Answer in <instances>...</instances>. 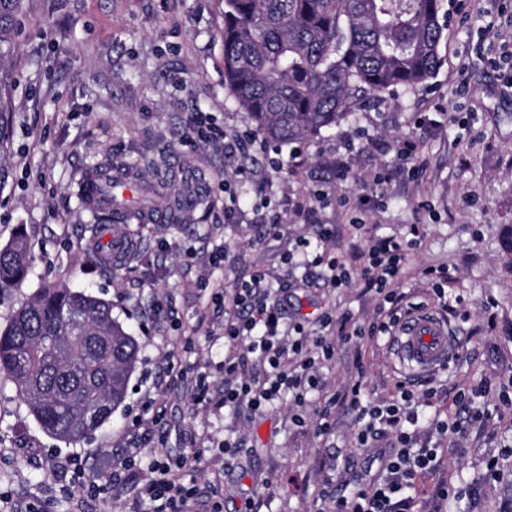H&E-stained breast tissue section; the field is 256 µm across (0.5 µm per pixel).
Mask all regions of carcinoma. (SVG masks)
I'll return each instance as SVG.
<instances>
[{"label":"carcinoma","mask_w":512,"mask_h":512,"mask_svg":"<svg viewBox=\"0 0 512 512\" xmlns=\"http://www.w3.org/2000/svg\"><path fill=\"white\" fill-rule=\"evenodd\" d=\"M443 0H224V77L271 142L304 141L370 98L432 78L447 40ZM23 0H0V59ZM94 195L112 178L94 167ZM21 240L0 248V299L27 278ZM140 346L112 303L48 286L0 330V375L49 436L82 442L123 407Z\"/></svg>","instance_id":"obj_1"}]
</instances>
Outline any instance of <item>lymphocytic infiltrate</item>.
I'll return each instance as SVG.
<instances>
[{
    "label": "lymphocytic infiltrate",
    "instance_id": "f902f5d3",
    "mask_svg": "<svg viewBox=\"0 0 512 512\" xmlns=\"http://www.w3.org/2000/svg\"><path fill=\"white\" fill-rule=\"evenodd\" d=\"M409 240L397 237H374L370 240L367 260L361 271L348 268L340 256L327 252L315 255L311 263L325 266L333 287H349L355 274H362L371 288L382 296L389 309L383 320L373 322L363 335L374 338L386 334L399 319L401 297L393 284L405 262ZM279 291L266 283L262 275L235 285L231 296L220 297L229 308L224 320V342L231 354L224 359V404L233 408L248 403L262 410L291 394L296 404H303L307 393L316 389L313 373L317 355H330L332 344L326 336L310 337L303 325H285L281 308L274 298ZM247 349L259 353L266 369L262 377L252 378L241 371L234 351ZM331 406L349 407L370 423L381 422L396 434L395 452L386 459L384 479L356 487L334 501L335 512H404L405 494L415 480L432 468L437 457L433 448H414L411 426L420 421V400L406 383H399L397 396L388 402L368 399L362 382L356 381L342 393L333 395ZM191 460L169 462L156 459L155 475L141 480L139 494L147 504L145 512H186L194 491L183 482Z\"/></svg>",
    "mask_w": 512,
    "mask_h": 512
}]
</instances>
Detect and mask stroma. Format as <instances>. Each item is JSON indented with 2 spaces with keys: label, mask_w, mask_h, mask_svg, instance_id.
Instances as JSON below:
<instances>
[{
  "label": "stroma",
  "mask_w": 512,
  "mask_h": 512,
  "mask_svg": "<svg viewBox=\"0 0 512 512\" xmlns=\"http://www.w3.org/2000/svg\"><path fill=\"white\" fill-rule=\"evenodd\" d=\"M477 7L443 0L448 40L425 83L302 142L247 140L228 154L185 140L200 111L228 133L255 129L224 79V0H24L15 50L0 60L12 74L0 141V247L23 239L31 270L0 299V327L42 286L65 285L111 302L141 352L124 407L76 444L48 436L0 377V494L41 512H143L136 484L110 474L124 466L137 420L150 418L139 445L142 477L156 457L200 448L197 504L220 498L224 512H333L334 497L375 473L378 452L396 437L384 429L356 447L362 422L349 409L329 411L331 428L319 432L325 399L359 380L370 398L387 400L402 376L384 342L355 334L378 319L381 296L361 279L332 287L319 267L287 271L282 258L322 224L335 229L330 251L350 262L364 257L371 236L404 237L415 224L420 238L395 287L404 304L444 312L457 355L436 374L413 438L415 447L437 449L441 464L420 480L409 512H436L443 485L447 512H512V405L502 399L512 395V68L491 65L498 43ZM405 140L416 144L406 162L396 155ZM108 164L123 179L112 190L116 202L152 212L154 223L102 224L85 208L82 180ZM274 214L287 224L283 235L264 226ZM108 233L123 239L121 261L97 254ZM429 267L448 270L443 294L424 278ZM259 272L287 286L288 319L312 334L333 315V353L319 363L320 386L304 406L286 398L261 411L224 409V313L213 293ZM200 376L208 393L199 403ZM463 389L476 393L486 416L440 433L439 421L455 422ZM228 439L239 443L229 458ZM71 456L84 470L60 481L53 461Z\"/></svg>",
  "instance_id": "1"
}]
</instances>
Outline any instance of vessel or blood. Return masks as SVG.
Returning <instances> with one entry per match:
<instances>
[{
    "mask_svg": "<svg viewBox=\"0 0 512 512\" xmlns=\"http://www.w3.org/2000/svg\"><path fill=\"white\" fill-rule=\"evenodd\" d=\"M396 360L415 376L445 367L455 356L447 320L429 309L403 315L388 336Z\"/></svg>",
    "mask_w": 512,
    "mask_h": 512,
    "instance_id": "b4317fda",
    "label": "vessel or blood"
}]
</instances>
